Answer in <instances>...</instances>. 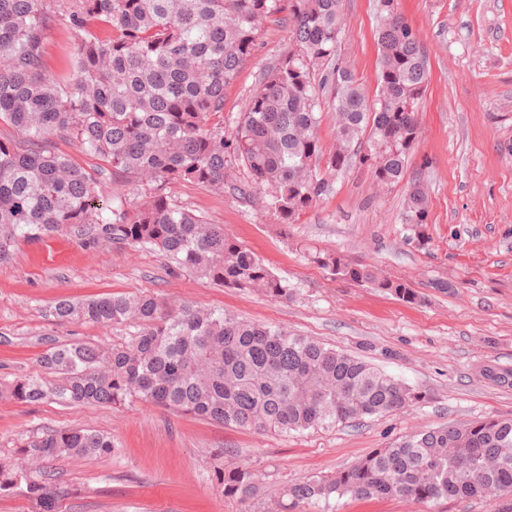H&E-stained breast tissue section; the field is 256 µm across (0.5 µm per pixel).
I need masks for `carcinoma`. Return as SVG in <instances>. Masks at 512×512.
Wrapping results in <instances>:
<instances>
[{
	"label": "carcinoma",
	"instance_id": "carcinoma-1",
	"mask_svg": "<svg viewBox=\"0 0 512 512\" xmlns=\"http://www.w3.org/2000/svg\"><path fill=\"white\" fill-rule=\"evenodd\" d=\"M345 0H0V263L21 239L72 226L92 245H150L172 267L226 288L287 300L288 283L224 226L181 206L167 192L193 183L240 194L264 192L288 225L333 191L336 172L369 158L366 169L387 188L407 176L419 138V102L428 85L420 40L393 0L378 32L374 95L339 53ZM287 13L288 18L281 17ZM102 18L112 36L87 28ZM288 21L293 49L268 68L234 130L215 121L224 88L237 76L269 23ZM73 30L68 64L44 69L45 39ZM334 116L335 143L323 156L322 108ZM67 140L133 182L137 203L106 195L96 174L56 148ZM246 168L238 181L230 159ZM429 200L410 181L402 223H428ZM312 261L334 277L368 283L413 304L404 280L381 278L367 264L317 251ZM60 321L133 327L130 339L100 349L74 340L40 356L42 372L24 374L11 397L36 404L122 406L139 398L225 426L301 432L401 411L426 394L346 352L305 336L192 304L166 307L151 294L62 299ZM483 375L512 386V371ZM112 437L90 429L34 436L16 462H0V491L24 490L34 512H59L51 474L34 462L61 456L110 457ZM224 496L249 497L255 475L244 465L214 471ZM441 499L512 498V417L490 416L416 430L375 448L332 476L282 488L265 512L330 505L345 495Z\"/></svg>",
	"mask_w": 512,
	"mask_h": 512
}]
</instances>
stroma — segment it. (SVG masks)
<instances>
[{
    "instance_id": "1",
    "label": "stroma",
    "mask_w": 512,
    "mask_h": 512,
    "mask_svg": "<svg viewBox=\"0 0 512 512\" xmlns=\"http://www.w3.org/2000/svg\"><path fill=\"white\" fill-rule=\"evenodd\" d=\"M379 0H345L341 53L375 90L380 68ZM417 31L429 81L419 107L420 136L409 176L429 196L427 224L403 223L406 184L377 185L366 168L338 176L316 208L282 225L260 195L240 198L176 183L170 195L264 260L295 293L275 300L171 273L150 247H92L69 226L19 241L0 265V458L29 437L88 428L111 435L110 458L50 461L61 512H242L213 479L218 467L246 464L259 477L254 512L276 489L308 475H332L358 457L418 428L488 416L512 417V386L483 376L512 369V0H395ZM292 48L288 28L271 24L252 58L224 90V130L232 132L265 69ZM325 249L410 282L424 297L409 305L368 284L330 276L308 249ZM444 280L448 291L435 289ZM151 293L283 327L360 356L423 391L408 409L288 434L227 427L136 399L121 407L20 403L15 377L37 371L45 338L108 347L128 331L60 322V298ZM236 449L235 458L221 451ZM479 500L423 506L396 498L339 500L332 512H497Z\"/></svg>"
}]
</instances>
